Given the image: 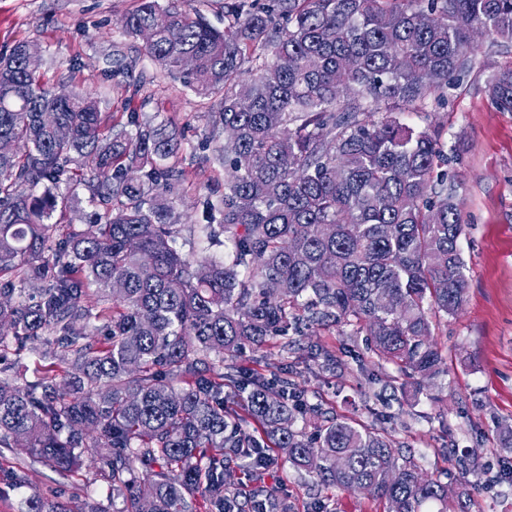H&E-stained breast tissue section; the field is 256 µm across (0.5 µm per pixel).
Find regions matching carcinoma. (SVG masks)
<instances>
[{"mask_svg": "<svg viewBox=\"0 0 512 512\" xmlns=\"http://www.w3.org/2000/svg\"><path fill=\"white\" fill-rule=\"evenodd\" d=\"M121 29L152 30L147 54L196 95L223 93L216 124L236 136L224 140V195L209 206L219 221L203 232L227 236V259L192 261L174 246L180 139L162 124L120 128L82 90L56 97L23 43L1 54L0 142L22 149L0 153V447L23 442L68 478L91 456L123 502L116 512H288L272 487L224 486L227 450L257 478L268 467L230 400L319 493L371 484L387 512H472L475 465L456 462L455 485L423 478L384 429L348 418L307 435L294 423L321 405L288 374L234 361L290 328L334 324L367 331L372 357L396 367L395 394L416 398L448 375L433 318L466 305L465 225L439 132L402 114L473 67L474 32L512 43V0H232L222 30L140 0ZM486 92L512 112V66ZM48 110L67 136L43 122ZM76 185L99 207L93 222H51L75 208ZM18 282L40 283L38 296ZM25 354L40 367L19 384L11 361ZM25 506L102 512L35 489Z\"/></svg>", "mask_w": 512, "mask_h": 512, "instance_id": "cac0c4a2", "label": "carcinoma"}]
</instances>
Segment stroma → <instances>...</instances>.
Returning <instances> with one entry per match:
<instances>
[{"label":"stroma","mask_w":512,"mask_h":512,"mask_svg":"<svg viewBox=\"0 0 512 512\" xmlns=\"http://www.w3.org/2000/svg\"><path fill=\"white\" fill-rule=\"evenodd\" d=\"M138 0H0V53L19 42L33 45L44 84L59 92L82 87L114 123L131 115L154 119L182 139V191L174 200L182 237L207 221V205L224 193L218 154L223 130L215 129L214 102L195 95L161 70L142 39L125 36L121 19ZM512 63V47L483 43L470 72L444 97H429L402 120L435 127L448 154V182L462 202L465 232L460 248L467 264L469 295L464 311L440 319L437 339L447 357V384L439 400L429 394L383 411L377 394L392 384V365L374 364L365 337L350 327L313 325L300 334L271 338L245 352L241 365L288 364L311 402L329 414L365 425L380 424L394 447L422 469L453 483L450 455L478 463L479 486L472 512H512V455L501 449L500 429L512 427V112L499 111L484 87L498 66ZM293 350L283 351L284 342ZM332 352L337 366L323 367L312 347ZM24 466L31 487L71 498L83 491L103 508L112 489L86 459L75 478L32 462L25 449L0 448V470ZM280 487L288 512H311L306 480L284 460L264 476Z\"/></svg>","instance_id":"35a3bbf8"}]
</instances>
